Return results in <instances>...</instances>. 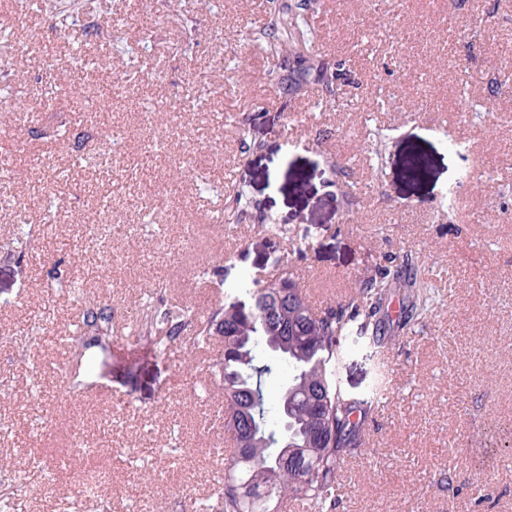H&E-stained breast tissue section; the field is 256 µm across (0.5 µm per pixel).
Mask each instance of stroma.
Wrapping results in <instances>:
<instances>
[{
	"mask_svg": "<svg viewBox=\"0 0 512 512\" xmlns=\"http://www.w3.org/2000/svg\"><path fill=\"white\" fill-rule=\"evenodd\" d=\"M270 7L92 0L73 20L104 25V36L75 50L59 13L0 0V19L19 20L16 83L37 93L60 68L53 109L0 94V157L35 156L0 189V512H70L91 470L107 476L93 512H210L224 471L212 454L225 445L212 374L224 344L159 354L134 333V303L149 296L157 310L207 318L244 278L274 276L296 245L317 302L405 254L450 293L383 352L345 338L344 390L367 397L383 361L390 401L364 426L368 451L344 458L336 512H512V0H324L315 25L346 72L339 109L319 105L314 88L287 104L270 93L275 51L250 36ZM104 39L111 66L89 68ZM463 86L479 106L467 118L444 109ZM242 113L256 114L246 136L261 150L242 149ZM62 124L70 137L59 141ZM369 127L388 134L378 162ZM108 128L117 176L71 167L75 145ZM414 153L428 160L416 181L403 170ZM60 170L54 223L18 250L20 210L38 215ZM239 190L254 209L217 223ZM89 304L111 306L115 333L110 348L87 349L79 379L61 339ZM37 312L50 329L19 359L16 333ZM77 437L80 456L69 451Z\"/></svg>",
	"mask_w": 512,
	"mask_h": 512,
	"instance_id": "1",
	"label": "stroma"
}]
</instances>
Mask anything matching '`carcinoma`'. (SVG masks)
I'll return each mask as SVG.
<instances>
[{
    "label": "carcinoma",
    "mask_w": 512,
    "mask_h": 512,
    "mask_svg": "<svg viewBox=\"0 0 512 512\" xmlns=\"http://www.w3.org/2000/svg\"><path fill=\"white\" fill-rule=\"evenodd\" d=\"M322 6V0H300L272 8L259 30L271 45L288 43V56L277 58L267 74L272 91L285 103L311 85L321 89L326 103L339 101V73L323 58L311 23ZM250 205L243 193H236L225 202L219 223H237ZM393 288L407 292L395 323L388 315ZM241 292L248 301L217 307L202 322L191 310L172 307L145 319L137 333L163 351L190 331V354L214 336L224 342L214 374L224 389V438L234 451L224 466L219 512H278L288 500L333 512L342 497V453L365 445L362 426L386 399L381 381L363 399L342 390L336 381L341 342L356 327L369 345L389 347L395 329L408 330L427 316L432 287L405 255L364 276L341 300L321 307L286 265L264 285L251 278ZM77 328L79 335L71 342L81 362L85 337L102 348L112 342V309L84 310ZM105 478L95 473L85 479L75 498H94Z\"/></svg>",
    "instance_id": "cac0c4a2"
}]
</instances>
